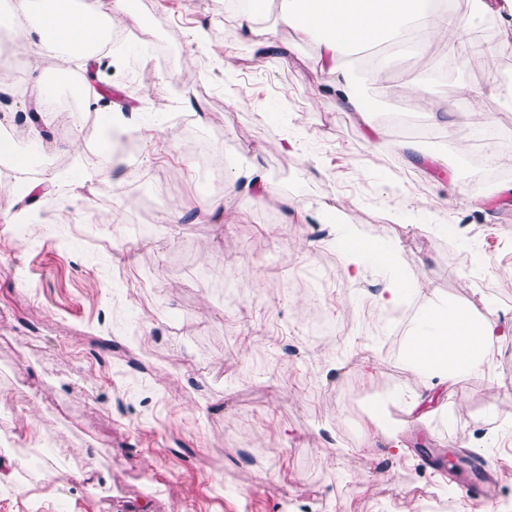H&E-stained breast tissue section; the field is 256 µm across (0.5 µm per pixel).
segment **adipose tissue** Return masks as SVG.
<instances>
[{
    "label": "adipose tissue",
    "mask_w": 512,
    "mask_h": 512,
    "mask_svg": "<svg viewBox=\"0 0 512 512\" xmlns=\"http://www.w3.org/2000/svg\"><path fill=\"white\" fill-rule=\"evenodd\" d=\"M127 9L128 0H81L75 11L66 0H14L13 28L21 41L91 58L103 21ZM499 10V0H477L462 23L447 0H279L277 21L317 41L319 70L336 90V107L363 116L368 108L350 90L345 67L353 48L405 47L414 27L432 39L451 32L461 37ZM496 331V323L477 325L460 310L432 307L410 336L406 359L430 383L448 385L464 375L479 376Z\"/></svg>",
    "instance_id": "1"
}]
</instances>
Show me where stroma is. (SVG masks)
<instances>
[{"mask_svg": "<svg viewBox=\"0 0 512 512\" xmlns=\"http://www.w3.org/2000/svg\"><path fill=\"white\" fill-rule=\"evenodd\" d=\"M149 20L167 34V62L0 43L25 66L0 97V135L53 160L19 167L16 187L0 175L12 216L0 222V430L12 436L0 460L15 472L0 512H512V394L499 385L512 375V154L477 197L456 147L479 112L512 135L493 74L442 71L433 44L380 75L347 57L352 90L373 107L363 122L328 103L317 46L292 30L276 31L287 56L261 58L224 0H137L112 24ZM408 71L430 73L453 128L402 93ZM58 73L98 95L94 127L120 112L136 133L137 161L112 181L93 177L96 137L81 120L31 121L35 83ZM187 122L224 177L257 170L277 199L240 185L199 215L214 193ZM340 222L397 251L414 315L446 302L498 322L483 376L426 387L404 360L414 323L396 337L370 323L385 268L367 262L347 283ZM318 312L338 340L309 334ZM399 391L427 393L425 420L405 417ZM374 416L399 424L406 455L382 431L365 447ZM429 448L489 460L492 500L467 496L466 468L427 466Z\"/></svg>", "mask_w": 512, "mask_h": 512, "instance_id": "1", "label": "stroma"}]
</instances>
